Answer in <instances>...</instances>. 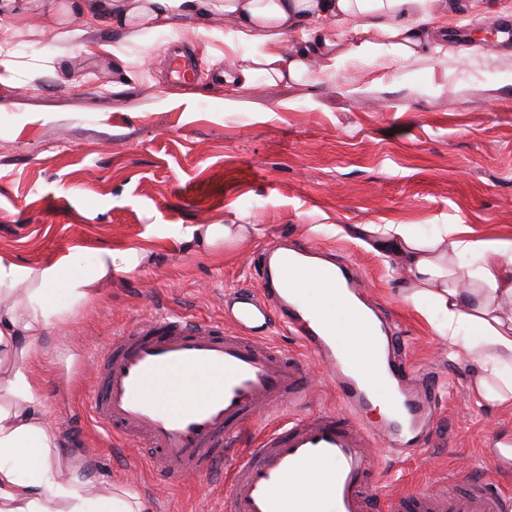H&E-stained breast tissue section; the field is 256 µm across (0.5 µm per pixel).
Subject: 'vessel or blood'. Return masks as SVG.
I'll use <instances>...</instances> for the list:
<instances>
[{"label": "vessel or blood", "mask_w": 512, "mask_h": 512, "mask_svg": "<svg viewBox=\"0 0 512 512\" xmlns=\"http://www.w3.org/2000/svg\"><path fill=\"white\" fill-rule=\"evenodd\" d=\"M175 83L190 85L199 73L185 56H171ZM261 288L225 297L224 321L157 312L129 322L96 352L92 375L73 381L106 437L149 449L156 477L224 480L223 512H376L372 492L380 475L370 449L382 442L396 456L416 453L427 441L440 400L438 385L410 388L400 354L402 337L376 319L367 335L384 350L390 418L377 424L363 415L378 393L357 360L338 348L325 317L309 322L287 284L299 266L287 247L270 245L257 256ZM316 279L347 282L346 265L315 263ZM295 327L308 351L328 365L341 410L292 415L313 400L306 364L270 341L276 322ZM280 417L253 447L238 449L231 478L224 458L258 413ZM388 512H512V496L485 479H469L390 500Z\"/></svg>", "instance_id": "obj_1"}]
</instances>
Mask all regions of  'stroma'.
I'll use <instances>...</instances> for the list:
<instances>
[{
  "mask_svg": "<svg viewBox=\"0 0 512 512\" xmlns=\"http://www.w3.org/2000/svg\"><path fill=\"white\" fill-rule=\"evenodd\" d=\"M448 54L384 69L351 55L363 31L341 26V69L320 58L301 83L254 75L239 90L219 74L251 53L228 46L233 17L188 16L165 29L132 30L71 16L78 39L54 37L51 17L0 23V256L39 266L104 248L135 247L141 267L116 273L62 322L28 361L60 456L98 495L125 489L146 512H216L218 484L176 486L152 477L147 449L108 445L74 391L75 368L130 321L161 308L218 322L224 296L254 288L252 257L265 246L312 247L356 270L363 303L402 332L416 376L443 388L438 430L405 460L372 454L380 501L450 478L487 474L512 493V463H492V441L512 438V410L479 401L473 365L452 356L431 298H403L394 259L334 236L336 224H410L423 237L463 224L487 239L512 237V8L447 0ZM179 42L204 76L168 79ZM364 85L358 96L351 84ZM193 224H258L260 235L193 247ZM273 342L307 361L312 410L340 408L328 369L294 333Z\"/></svg>",
  "mask_w": 512,
  "mask_h": 512,
  "instance_id": "35a3bbf8",
  "label": "stroma"
}]
</instances>
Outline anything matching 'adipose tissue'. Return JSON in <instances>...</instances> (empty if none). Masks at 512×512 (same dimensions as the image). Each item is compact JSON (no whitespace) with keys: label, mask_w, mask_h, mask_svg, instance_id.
<instances>
[{"label":"adipose tissue","mask_w":512,"mask_h":512,"mask_svg":"<svg viewBox=\"0 0 512 512\" xmlns=\"http://www.w3.org/2000/svg\"><path fill=\"white\" fill-rule=\"evenodd\" d=\"M430 0H0V21L22 19L37 8L57 17L82 13L113 26L164 28L169 18L191 15L203 20L214 11L233 16L236 29L228 41L254 46L224 73V81L247 87L255 73L274 82L299 83L309 62L319 56L329 68L342 62L335 53L330 25L353 22L366 32L353 48L356 56L391 67L439 51L440 28L428 8ZM302 32L300 41L286 43L288 32ZM336 236L363 235L364 246L392 255L410 284L403 297L430 295L441 317L436 329L461 347L476 363L471 388L481 401L512 407V240L472 236L460 224H446L440 234L423 238L408 224H338ZM479 255L482 264L475 284H461L456 267L460 256ZM144 253L135 248L104 249L86 268L65 255L39 267L0 256V378L15 397L0 406V512H143L138 496L128 491L102 497L90 494L76 473H68L56 451L50 424L38 408L35 384L24 364L43 331L62 321L68 306L83 302L97 284L112 274L139 269ZM289 287L312 284L302 276ZM63 287L67 304L53 297ZM311 308L336 323L353 322L355 308L328 282L313 284Z\"/></svg>","instance_id":"ef3b65f1"}]
</instances>
